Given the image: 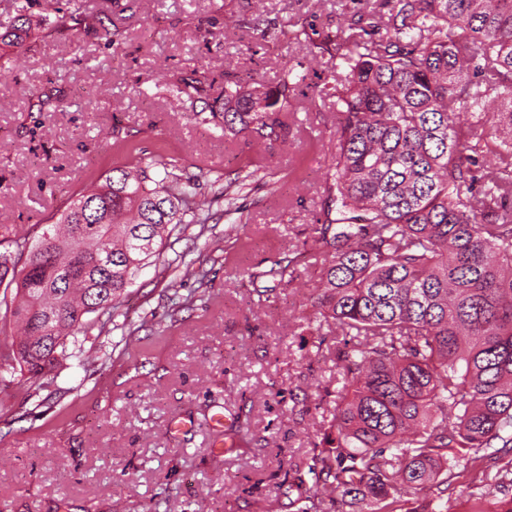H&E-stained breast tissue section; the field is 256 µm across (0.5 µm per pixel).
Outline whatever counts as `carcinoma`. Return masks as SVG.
Wrapping results in <instances>:
<instances>
[{"mask_svg": "<svg viewBox=\"0 0 512 512\" xmlns=\"http://www.w3.org/2000/svg\"><path fill=\"white\" fill-rule=\"evenodd\" d=\"M381 37L362 29L332 57L347 69L334 87L341 118L322 184L314 242L327 247L312 296L315 320L346 338L336 349L335 406L311 486L297 475L298 512H448L420 499L512 448V0H378ZM16 0L0 47L19 48L34 22ZM301 81L274 87L224 72V139H280ZM205 73L167 83L203 99ZM112 168L69 197L36 241L0 251L18 336L0 373L54 382L66 340L89 314L113 312L136 274L160 255L171 224L214 219L267 173L253 162L211 182L178 173L113 134ZM492 154L499 163L490 167ZM253 282L294 281L274 256Z\"/></svg>", "mask_w": 512, "mask_h": 512, "instance_id": "carcinoma-1", "label": "carcinoma"}]
</instances>
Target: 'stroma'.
<instances>
[{
    "instance_id": "1",
    "label": "stroma",
    "mask_w": 512,
    "mask_h": 512,
    "mask_svg": "<svg viewBox=\"0 0 512 512\" xmlns=\"http://www.w3.org/2000/svg\"><path fill=\"white\" fill-rule=\"evenodd\" d=\"M74 30L43 26L49 0H30L29 43L0 49V251L37 237L63 202L112 166V132H132L146 155L177 159L184 174L218 172L262 155L266 187L243 205L246 223L179 225L160 259L127 288L107 332L79 334L97 366L63 361L52 385L0 380V512H296L289 461L309 462L334 406L324 382L337 332L304 328L326 250L310 245L336 126L322 88L345 72L325 39L351 35L358 0H80ZM306 28L312 42L295 33ZM198 65L207 102L166 84ZM276 85L300 75L286 141L224 139V72ZM51 97L56 112L30 110ZM210 106L208 122L194 118ZM298 278L258 295L248 281L267 257L296 254ZM203 283L173 288L180 259ZM322 346H315V338ZM248 412L252 442L221 453L215 415ZM500 452L446 491L424 490L462 512L498 501Z\"/></svg>"
}]
</instances>
